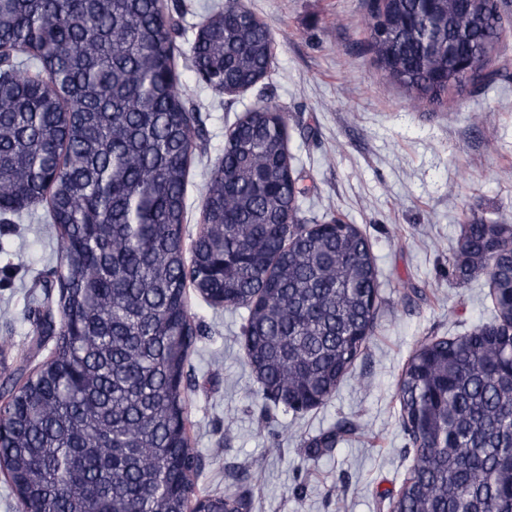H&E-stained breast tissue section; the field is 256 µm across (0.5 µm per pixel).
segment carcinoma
<instances>
[{
    "label": "carcinoma",
    "instance_id": "obj_1",
    "mask_svg": "<svg viewBox=\"0 0 512 512\" xmlns=\"http://www.w3.org/2000/svg\"><path fill=\"white\" fill-rule=\"evenodd\" d=\"M448 18L431 46L429 16ZM363 25L387 81L435 109L490 87L503 21L490 0H384ZM272 33L249 11H218L191 45L206 85L265 78ZM0 212L44 204L62 250L56 307L9 376L0 467L30 512H186L201 461L183 380L197 329L187 288L243 307L248 360L306 403L337 390L373 330L378 284L368 240L332 218L300 219L305 189L284 113L239 119L207 177L186 251L185 190L200 119L175 71L160 0H0ZM453 266L486 277L491 321L420 344L399 380L414 450L394 512H512V222L472 219ZM200 512H237L200 496Z\"/></svg>",
    "mask_w": 512,
    "mask_h": 512
}]
</instances>
